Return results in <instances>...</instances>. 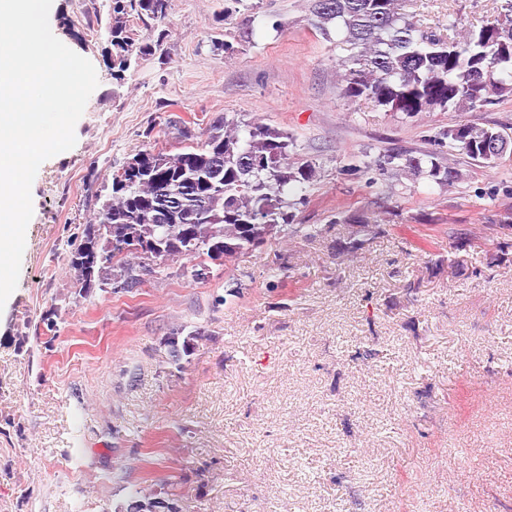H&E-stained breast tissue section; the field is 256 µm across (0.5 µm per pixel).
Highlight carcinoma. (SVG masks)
<instances>
[{"label":"carcinoma","mask_w":512,"mask_h":512,"mask_svg":"<svg viewBox=\"0 0 512 512\" xmlns=\"http://www.w3.org/2000/svg\"><path fill=\"white\" fill-rule=\"evenodd\" d=\"M169 0H112V67L121 74L132 59L150 54L132 37L130 19L163 22ZM408 0H310L314 27L324 39L341 36L350 54L339 59L337 84L342 97L365 100L386 112L413 117L421 112H478L493 98L512 96V0H501L492 22L477 27L456 16L448 33L424 27L405 10ZM506 133L494 126L459 123L429 137L434 149L416 155L391 152L382 168L452 184L461 178L453 154L494 167L482 145ZM295 141L287 133L258 123L213 121L206 138L181 151L152 158L137 176L112 171L111 192L97 211L96 223L82 230L70 256L76 287L87 281L126 282L185 256L199 259L186 269L192 281L207 278L206 261L228 260L260 247L282 226L292 236L289 196L310 187L315 166L289 162ZM158 239L164 255L138 249ZM177 493L135 495L125 512L178 510Z\"/></svg>","instance_id":"obj_1"}]
</instances>
